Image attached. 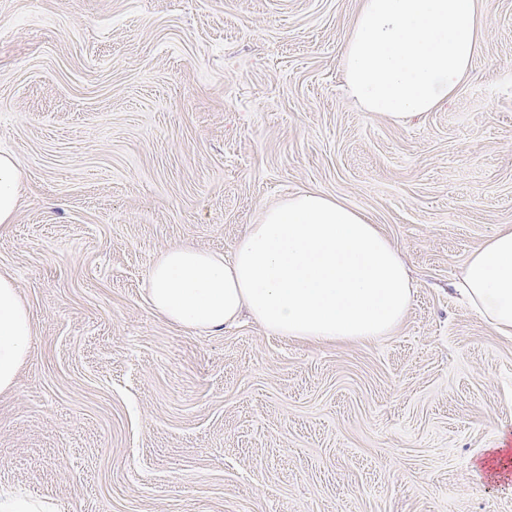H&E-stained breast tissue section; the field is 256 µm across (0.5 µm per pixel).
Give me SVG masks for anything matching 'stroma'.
<instances>
[{"mask_svg":"<svg viewBox=\"0 0 512 512\" xmlns=\"http://www.w3.org/2000/svg\"><path fill=\"white\" fill-rule=\"evenodd\" d=\"M358 0H0V151L25 173L0 274L34 342L0 394V492L55 512H512V336L461 303L512 225V0L455 96L401 122L343 87ZM318 190L413 279L397 331L288 340L149 306L167 246L231 254Z\"/></svg>","mask_w":512,"mask_h":512,"instance_id":"stroma-1","label":"stroma"}]
</instances>
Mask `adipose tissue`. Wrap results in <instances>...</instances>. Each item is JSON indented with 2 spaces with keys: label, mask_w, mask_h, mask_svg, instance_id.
<instances>
[{
  "label": "adipose tissue",
  "mask_w": 512,
  "mask_h": 512,
  "mask_svg": "<svg viewBox=\"0 0 512 512\" xmlns=\"http://www.w3.org/2000/svg\"><path fill=\"white\" fill-rule=\"evenodd\" d=\"M486 0H360L345 45L343 79L366 111L399 120L448 100L477 50ZM23 172L0 152V228L12 224ZM458 293L512 335V225L475 248ZM148 301L169 322L217 332L249 315L267 332L315 343L392 335L412 301L399 249L367 214L315 190L265 208L231 258L173 245L154 262ZM34 336L14 279L0 274V394L12 391Z\"/></svg>",
  "instance_id": "ef3b65f1"
}]
</instances>
